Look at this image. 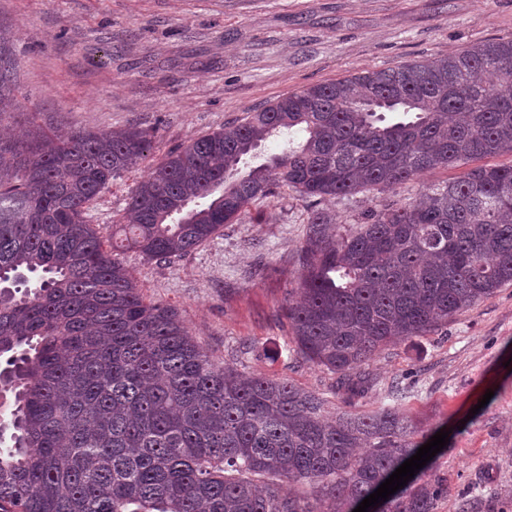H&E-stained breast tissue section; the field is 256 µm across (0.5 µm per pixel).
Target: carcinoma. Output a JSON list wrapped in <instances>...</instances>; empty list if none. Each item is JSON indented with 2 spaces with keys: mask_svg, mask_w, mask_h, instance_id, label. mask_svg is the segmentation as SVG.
Masks as SVG:
<instances>
[{
  "mask_svg": "<svg viewBox=\"0 0 512 512\" xmlns=\"http://www.w3.org/2000/svg\"><path fill=\"white\" fill-rule=\"evenodd\" d=\"M13 66L0 47V100ZM511 87L512 39L310 86L167 154L109 244L84 215L151 130L0 139V512H353L433 433L217 366L120 253L187 254L279 186L321 201L512 155ZM284 129L296 145L234 177ZM510 284L512 165L485 166L365 224L311 211L283 316L297 354L363 394L382 348ZM444 493L415 475L379 512H434Z\"/></svg>",
  "mask_w": 512,
  "mask_h": 512,
  "instance_id": "1",
  "label": "carcinoma"
}]
</instances>
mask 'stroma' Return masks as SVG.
<instances>
[{
	"label": "stroma",
	"instance_id": "stroma-1",
	"mask_svg": "<svg viewBox=\"0 0 512 512\" xmlns=\"http://www.w3.org/2000/svg\"><path fill=\"white\" fill-rule=\"evenodd\" d=\"M0 37L18 87L0 133L155 129L147 157L88 209V222L108 234L170 151L312 85L512 38V0H0ZM461 172L436 169L393 194L320 203L282 186L188 254L122 259L217 363L290 380L331 412L390 403L423 428L444 426L449 444L436 471L448 492L435 512H512V285L458 313L446 332L376 354L366 366L373 385L354 398L296 354L282 316L311 210L361 224L390 198L415 199ZM260 265L265 276H254ZM395 379L407 392L393 401Z\"/></svg>",
	"mask_w": 512,
	"mask_h": 512
}]
</instances>
